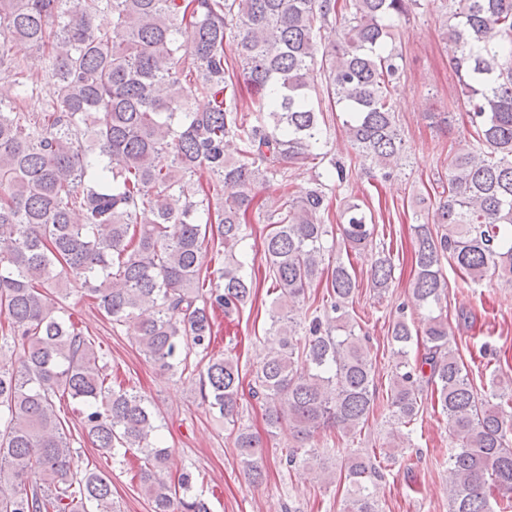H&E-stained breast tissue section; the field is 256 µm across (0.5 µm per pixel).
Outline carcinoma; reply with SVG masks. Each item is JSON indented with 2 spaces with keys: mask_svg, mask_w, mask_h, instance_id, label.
I'll return each mask as SVG.
<instances>
[{
  "mask_svg": "<svg viewBox=\"0 0 512 512\" xmlns=\"http://www.w3.org/2000/svg\"><path fill=\"white\" fill-rule=\"evenodd\" d=\"M420 0H0V512H119L112 480L75 466L58 395L79 405L81 433L106 458L138 462L152 512H210L189 470L165 476L171 449L133 387H113L109 352L66 312L72 286L98 314L173 375L198 350L202 403L239 414V361L212 352L217 312L254 295L236 248L249 213L270 227L264 260L272 290L269 334L278 347L253 372L251 397L267 432L288 428L290 470L317 469L346 484V512H381L389 462L409 442L424 389L456 439L448 455V512H512V377L493 371L483 395L453 348L442 260L474 283L488 271L512 282V0H441L444 36L471 131L439 180L432 223L414 224L412 299L426 311L424 352L399 308L390 339L400 361L386 390L385 447L330 464L311 445L333 429L355 441L378 394L368 337L349 305L355 272L327 245L329 192L346 182L329 156L325 112H339L350 145L381 178L402 172L407 150L394 110L404 71L398 21ZM503 41L476 49L489 29ZM38 53L40 71L8 53ZM246 86L255 109L240 103ZM46 93L40 112L18 103ZM206 99V108L196 106ZM316 169L298 199L288 170ZM280 195L260 198L259 186ZM375 228L350 202L337 225L348 251L373 248ZM223 257L203 266V254ZM392 258L377 251L371 287L386 292ZM327 299L300 303L314 282ZM306 343L299 347V333ZM234 446L250 483L265 480L262 441L239 427Z\"/></svg>",
  "mask_w": 512,
  "mask_h": 512,
  "instance_id": "carcinoma-1",
  "label": "carcinoma"
}]
</instances>
